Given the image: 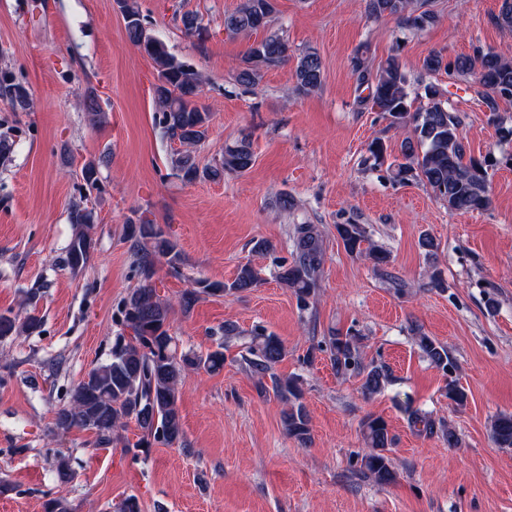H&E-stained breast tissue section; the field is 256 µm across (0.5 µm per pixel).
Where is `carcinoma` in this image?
I'll use <instances>...</instances> for the list:
<instances>
[{
    "label": "carcinoma",
    "mask_w": 512,
    "mask_h": 512,
    "mask_svg": "<svg viewBox=\"0 0 512 512\" xmlns=\"http://www.w3.org/2000/svg\"><path fill=\"white\" fill-rule=\"evenodd\" d=\"M122 14L128 40L155 64L157 82L153 88L155 111L163 137L180 144L173 150L170 164L185 183L197 180H219L224 174H244L254 164L250 139L242 137L224 145L218 163L199 167L193 148L206 140L212 116L199 103L205 79L201 72L170 53L166 44L146 26L145 19L132 0H116ZM275 0H243L224 17V30L230 34H252L261 24L272 20ZM367 19L392 17L404 27L421 31L436 22L433 11L423 8L419 0H366ZM493 21L502 30L512 32V0H502ZM288 41L282 32H273L251 44L242 56L233 78L236 84L257 92L266 71L288 61ZM353 74L360 87L369 90L372 108L391 119V125L407 132L400 144L401 159L390 164L391 178L400 183L418 182L426 185L456 213L486 208L491 201L489 170L500 165L512 166V156L501 158L489 153L481 158L467 154L461 132V120L448 112L447 102L436 87H425L427 106L411 111L412 101L408 78L400 59L392 55L376 72L365 60L356 56L351 61ZM422 68L428 73L445 71L450 76L470 78L483 88L481 93L491 115L499 112V101L512 103V56L492 49L476 48L474 54L445 59L439 52L424 58ZM296 88L302 94L318 91L323 84L324 67L319 54L305 50L296 57L294 68ZM0 94L9 97L17 108L26 109L30 101L23 88L0 84ZM70 221L78 226L64 256V264L73 271L85 267L91 258V239L87 231L93 216L80 202L70 205ZM338 238L347 253L370 260L375 270L383 273L389 265V252L369 238L363 224L336 225ZM127 240L134 257V266L143 281L122 302L119 313L123 332L112 338L106 358L93 367L72 389L69 401L55 412L54 426L67 431L79 428L94 436V445L107 447L122 440L120 430L130 420L136 422L142 436L138 448L156 443L180 444L184 431L179 412V384L189 371L215 373L224 368L223 344L205 355L177 353L169 333L171 304L160 298L151 282L156 263L165 260L177 273L182 264L181 252L161 225L142 220L127 226ZM325 263V248L320 229L315 224H296L293 229L291 260L278 265L276 279L305 304L315 295ZM263 281L261 270L247 262L238 267L228 283L197 280L195 287L181 295L180 305L188 309L205 293L211 296H232L248 292ZM40 328L33 315L22 319L0 313V339L22 334L31 335ZM415 345L433 367L445 375L455 371L448 346L414 327ZM224 338H249L248 370L257 377L259 390H272L288 405L284 425L288 436L306 446L311 442L309 415L302 402L298 380L282 379L274 373L275 366L286 356L278 336L262 326L242 330L226 322ZM331 361L338 374L362 377L361 390L370 397L388 382L390 373L384 364H363L357 341L353 336L333 335L328 338ZM271 387H266L264 378ZM409 427L419 436L441 435L448 447L457 446L458 438L451 426L436 420L428 412L405 408ZM362 433L368 452L361 465L379 485L396 481V473L388 456L394 445L386 421L368 416L362 422ZM491 439L499 448H512V415L498 417L491 426ZM74 471L69 458L63 456L55 464L54 478L61 484L70 482Z\"/></svg>",
    "instance_id": "obj_1"
}]
</instances>
